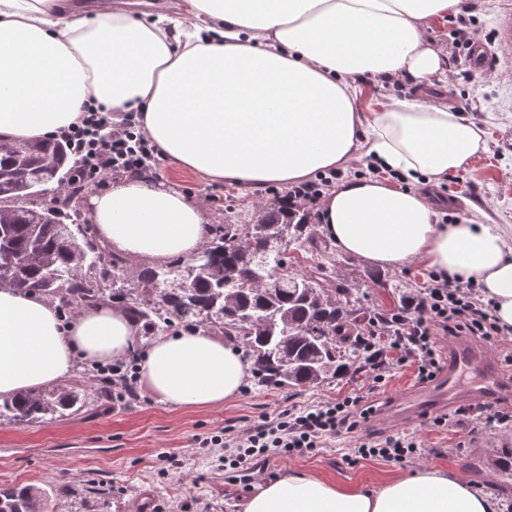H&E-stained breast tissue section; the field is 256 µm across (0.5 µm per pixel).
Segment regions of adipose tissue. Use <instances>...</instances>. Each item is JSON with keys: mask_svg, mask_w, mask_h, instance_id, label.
Segmentation results:
<instances>
[{"mask_svg": "<svg viewBox=\"0 0 512 512\" xmlns=\"http://www.w3.org/2000/svg\"><path fill=\"white\" fill-rule=\"evenodd\" d=\"M465 0H183L172 9L61 14L56 0H0V140L67 128L87 106L140 111L143 130L178 169L231 187L299 184L370 158L382 177H350L321 199L324 233L382 269L411 262L475 278L501 331H512V228L443 224L420 184L466 171L485 149L474 122L424 99L377 96L361 80L447 82L427 37ZM109 249L162 263L197 254L206 218L164 183L129 177L91 198ZM139 325L94 306L62 326L53 305L0 288V401L56 384L76 359L124 358ZM138 372L173 409L235 399L250 363L204 331L161 335ZM498 498L462 474L426 467L371 487L288 473L260 486L243 512H497Z\"/></svg>", "mask_w": 512, "mask_h": 512, "instance_id": "1", "label": "adipose tissue"}]
</instances>
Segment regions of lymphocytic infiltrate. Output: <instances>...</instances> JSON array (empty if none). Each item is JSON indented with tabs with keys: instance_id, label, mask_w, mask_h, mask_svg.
Instances as JSON below:
<instances>
[{
	"instance_id": "lymphocytic-infiltrate-1",
	"label": "lymphocytic infiltrate",
	"mask_w": 512,
	"mask_h": 512,
	"mask_svg": "<svg viewBox=\"0 0 512 512\" xmlns=\"http://www.w3.org/2000/svg\"><path fill=\"white\" fill-rule=\"evenodd\" d=\"M57 137L77 163L72 184L76 190L88 182L101 183L112 173L152 170L159 159L156 146L142 129L140 112L134 110L115 115L101 107L89 109ZM366 333L370 341L364 369L377 386L395 362H413L420 382H431L440 370L438 337L477 336L492 344L501 330L478 282L433 272L424 291L414 294L403 311L389 314L387 322L367 325ZM378 411L375 401L344 396L303 410L268 413L243 428L228 425L218 434L198 438L197 443L202 448L221 449L225 469L243 475L276 456L319 452L339 436L348 438L350 452L358 459L378 457L400 464L418 455L422 443L416 435L378 439L366 433V424ZM472 416L492 431L512 427V406L459 407L436 416L434 423L448 428Z\"/></svg>"
}]
</instances>
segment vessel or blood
<instances>
[{
  "instance_id": "vessel-or-blood-1",
  "label": "vessel or blood",
  "mask_w": 512,
  "mask_h": 512,
  "mask_svg": "<svg viewBox=\"0 0 512 512\" xmlns=\"http://www.w3.org/2000/svg\"><path fill=\"white\" fill-rule=\"evenodd\" d=\"M469 370L479 372L482 380L477 386L467 389L461 385L460 379ZM500 393V379L493 358L462 344L429 386L406 388L383 415L381 423L386 427L397 423L412 424L432 412L447 410L450 404L459 400H494Z\"/></svg>"
}]
</instances>
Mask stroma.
<instances>
[{"label":"stroma","instance_id":"stroma-1","mask_svg":"<svg viewBox=\"0 0 512 512\" xmlns=\"http://www.w3.org/2000/svg\"><path fill=\"white\" fill-rule=\"evenodd\" d=\"M512 15V0H471L460 17H448L429 37L448 57L450 77L432 88L430 97L464 108L470 120L486 132V150L465 172L429 189V201L440 211V221L452 224L470 218L485 224L512 225V46L497 40V23ZM472 32L489 49L495 68L471 64L458 29ZM157 180L192 197L209 223L223 220L226 202H233L242 222H250L261 206L271 203L268 187L232 188L206 184L160 160ZM368 263L352 258L337 266L338 277L360 288L366 306L396 310L395 290L414 293L428 279L423 264L412 263L386 270V287L365 276ZM413 363L394 365L384 384L372 386L366 372H349L329 382L299 390L263 389L249 382L240 395L212 409H172L139 388L135 399L113 401L103 411L85 409L56 421L0 423V484L52 483L56 501L66 504L74 490L110 488L112 512H141L153 500L152 512H242L254 485L301 471L352 485L396 475H410L434 466L464 474L478 489L492 491L502 507L512 506V429L489 434L467 420L450 429L434 425L432 418L393 426V433L409 432L425 447L421 457L402 464L379 458L347 463L348 443L332 440L328 448L302 456L275 457L258 463L253 483L234 476L216 462L210 449L199 447L197 437L224 426H246L265 413L302 409L345 395H373L388 402L405 385L417 384Z\"/></svg>","mask_w":512,"mask_h":512}]
</instances>
